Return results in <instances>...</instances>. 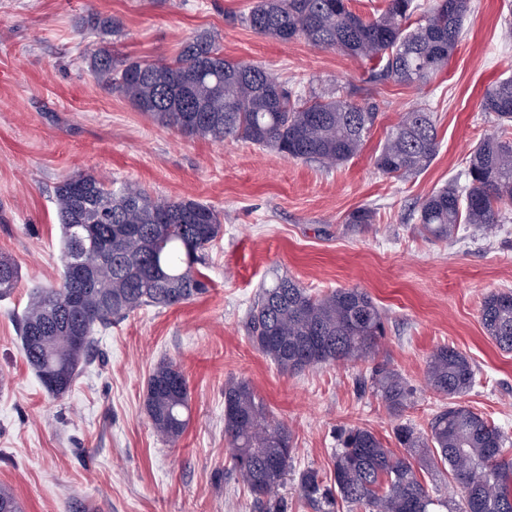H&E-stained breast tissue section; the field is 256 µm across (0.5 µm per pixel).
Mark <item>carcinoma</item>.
<instances>
[{
    "label": "carcinoma",
    "instance_id": "carcinoma-1",
    "mask_svg": "<svg viewBox=\"0 0 512 512\" xmlns=\"http://www.w3.org/2000/svg\"><path fill=\"white\" fill-rule=\"evenodd\" d=\"M470 0H431L412 22L416 0H385L372 17L350 0H256L232 17L255 33L288 43L339 49L375 62L373 78L423 87L448 65L463 31ZM88 66L160 127L187 138L222 142L241 138L288 159L340 165L356 156L379 115L369 98L354 101L339 90L301 95L261 64L224 57L219 40L202 33L183 42L176 56L149 62L97 49ZM483 111L499 132L473 147L464 184L432 193L413 214L438 240L462 229L485 234L512 220V77L491 85ZM438 150L434 113L419 104L402 113L376 156L377 169L404 179L424 170ZM63 229L62 283L34 292L20 320L22 349L43 386L68 392L93 351V336L144 309H168L207 294L209 247L222 232L220 213L190 197L159 199L131 181H109L93 172L66 177L55 188ZM92 224L105 251L87 253V270L73 267L78 226ZM14 262L0 252V298L18 286ZM385 312L358 288L313 294L295 277L275 275L260 288L248 319L258 349L282 372L299 373L341 361H366L384 335ZM481 322L495 345L512 353V292L487 294ZM427 387L448 399L427 430L402 424L396 437L405 454L386 448L372 431H344L334 456L333 484L314 469L300 475L301 498L336 512H512V459L508 436L458 401L476 382L471 360L454 347L436 348L426 362ZM372 384L389 410L400 414L412 392L397 371L372 370ZM188 381L180 368L160 362L152 371L145 410L156 434L175 443L188 424ZM224 436L234 468L260 512H287L278 495L295 454L286 426L270 418L247 380L224 384ZM448 466L462 488L456 509L433 497L411 459ZM0 512H21L16 495L0 488Z\"/></svg>",
    "mask_w": 512,
    "mask_h": 512
}]
</instances>
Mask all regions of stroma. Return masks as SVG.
I'll list each match as a JSON object with an SVG mask.
<instances>
[{
    "instance_id": "stroma-1",
    "label": "stroma",
    "mask_w": 512,
    "mask_h": 512,
    "mask_svg": "<svg viewBox=\"0 0 512 512\" xmlns=\"http://www.w3.org/2000/svg\"><path fill=\"white\" fill-rule=\"evenodd\" d=\"M254 0H0V252L21 281L0 298V487L24 512H254L224 437V384L248 380L292 432L293 466L279 494L288 512H318L299 496L303 470L329 476L340 430L363 427L393 452L395 429L426 428L441 397L425 384L439 346L465 353L477 383L465 404L512 436V353L485 333V295L512 290V223L453 242L424 237L414 208L463 178L471 149L497 132L485 89L512 76V0H471L467 35L424 88L369 82L370 61L304 41L281 43L235 22ZM119 20L117 35L94 18ZM201 32L226 57L260 62L295 89L340 87L373 97L378 120L356 157L339 166L291 160L242 140L186 139L103 89L86 57L115 45L132 58L165 60ZM437 114L438 155L416 177L380 173L387 129L414 103ZM91 171L138 183L153 196L212 205L223 231L209 251V293L167 310L145 309L97 332V353L73 387L54 397L26 362L17 318L29 294L58 285L62 234L54 188ZM359 208L372 224H351ZM313 293L364 289L386 313L385 334L363 363L279 372L247 335L246 314L272 273ZM174 362L189 384V423L162 442L145 411L148 376ZM398 370L415 391L402 417L358 377Z\"/></svg>"
}]
</instances>
